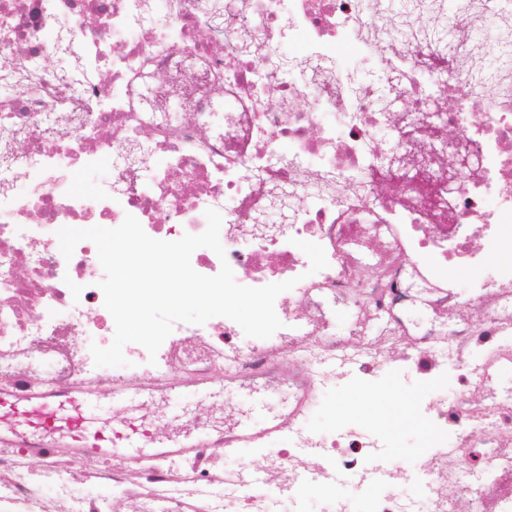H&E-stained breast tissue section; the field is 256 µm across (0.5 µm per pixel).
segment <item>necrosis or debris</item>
I'll return each instance as SVG.
<instances>
[{
  "instance_id": "1",
  "label": "necrosis or debris",
  "mask_w": 512,
  "mask_h": 512,
  "mask_svg": "<svg viewBox=\"0 0 512 512\" xmlns=\"http://www.w3.org/2000/svg\"><path fill=\"white\" fill-rule=\"evenodd\" d=\"M298 39L299 61L285 53ZM105 154L110 177L78 192ZM210 208L225 254L194 251L192 267L229 263L249 287L294 280V303L275 301L281 329L258 341L225 317L179 323L156 357L130 343L124 372L95 366L93 337L115 330L104 271L89 241L64 259L58 230L130 214L174 241L202 233ZM299 239L327 268L309 274ZM448 266L468 273L466 294L439 278ZM509 304L512 0H401L395 13L386 0H0V393L151 389L175 371L205 385L227 365L240 388L296 409L340 379L281 381L298 352L356 368L369 395L399 362L424 383L413 412L428 444L417 466L385 465L361 426L290 416L260 489L249 459L228 479L213 448L135 465L102 454L87 469L58 441L4 445L0 512H112L116 497L135 512H299L302 481L321 486L319 512H352L345 479L382 484L368 512H512V386L495 372L512 363Z\"/></svg>"
}]
</instances>
